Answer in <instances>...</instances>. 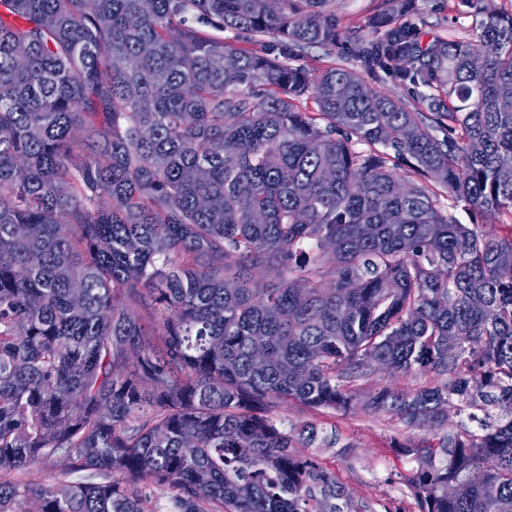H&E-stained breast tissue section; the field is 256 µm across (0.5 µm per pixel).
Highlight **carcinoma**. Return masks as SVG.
I'll list each match as a JSON object with an SVG mask.
<instances>
[{"mask_svg": "<svg viewBox=\"0 0 512 512\" xmlns=\"http://www.w3.org/2000/svg\"><path fill=\"white\" fill-rule=\"evenodd\" d=\"M393 2L358 53L426 114L288 64L335 0H0V512H374L287 401L430 427L419 512H512V16L422 49ZM373 379L377 383L391 385L397 389L411 390L427 383L444 382L446 376H436L429 374L427 376L418 375L417 377H414L411 375L405 376L399 373L391 375L389 373L379 371Z\"/></svg>", "mask_w": 512, "mask_h": 512, "instance_id": "obj_1", "label": "carcinoma"}]
</instances>
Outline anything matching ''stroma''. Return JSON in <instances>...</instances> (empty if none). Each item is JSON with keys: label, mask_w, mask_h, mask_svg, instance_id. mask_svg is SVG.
Here are the masks:
<instances>
[{"label": "stroma", "mask_w": 512, "mask_h": 512, "mask_svg": "<svg viewBox=\"0 0 512 512\" xmlns=\"http://www.w3.org/2000/svg\"><path fill=\"white\" fill-rule=\"evenodd\" d=\"M396 6L399 24L411 30L423 46L438 37L471 36L473 21L481 9L512 13V0H396ZM334 9L339 28L352 33V40L337 45L332 53L319 47L304 48L291 58V65L313 68L335 62L362 74L369 87L386 97L413 109H425L419 87L395 75L366 71L355 49L354 37L375 38L384 32L381 0H336ZM274 418L287 430L312 422L320 430L335 431V447L301 442L297 450L317 455L352 499L370 501L375 512H385L389 507L399 508L400 512H419L402 480L412 463L396 456L391 446L410 437L428 436V429L410 430L389 415L368 414L359 408L346 414L312 413L291 402L277 408Z\"/></svg>", "instance_id": "35a3bbf8"}]
</instances>
